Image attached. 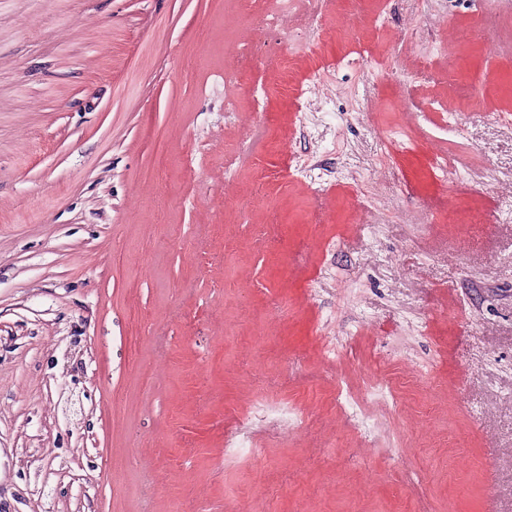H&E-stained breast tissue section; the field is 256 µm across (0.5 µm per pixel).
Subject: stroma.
<instances>
[{
	"label": "stroma",
	"mask_w": 512,
	"mask_h": 512,
	"mask_svg": "<svg viewBox=\"0 0 512 512\" xmlns=\"http://www.w3.org/2000/svg\"><path fill=\"white\" fill-rule=\"evenodd\" d=\"M484 11L489 41L414 65ZM320 13L269 30L239 0H0V512H512V7L387 0L322 100L272 96L273 57L243 50L304 72L338 22ZM453 66L482 108H432ZM429 147L466 169V229ZM383 373L394 405L352 425L337 386ZM263 397L306 407L303 432L247 420ZM242 433L245 464L224 447Z\"/></svg>",
	"instance_id": "1"
}]
</instances>
